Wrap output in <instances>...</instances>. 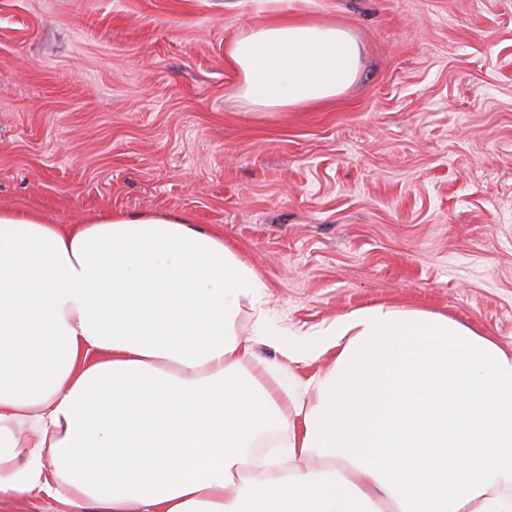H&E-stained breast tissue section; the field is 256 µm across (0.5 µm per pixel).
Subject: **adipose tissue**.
Here are the masks:
<instances>
[{
    "label": "adipose tissue",
    "instance_id": "obj_1",
    "mask_svg": "<svg viewBox=\"0 0 512 512\" xmlns=\"http://www.w3.org/2000/svg\"><path fill=\"white\" fill-rule=\"evenodd\" d=\"M228 50L261 109L335 98L360 46L311 0ZM267 285L175 214L48 224L0 209V504L67 512H512V351L446 315L376 305L297 364L334 353L309 403L266 381ZM254 335L236 336L242 305ZM278 447L257 477L247 449ZM324 458L309 468L311 454Z\"/></svg>",
    "mask_w": 512,
    "mask_h": 512
}]
</instances>
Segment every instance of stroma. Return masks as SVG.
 Masks as SVG:
<instances>
[{
	"instance_id": "obj_1",
	"label": "stroma",
	"mask_w": 512,
	"mask_h": 512,
	"mask_svg": "<svg viewBox=\"0 0 512 512\" xmlns=\"http://www.w3.org/2000/svg\"><path fill=\"white\" fill-rule=\"evenodd\" d=\"M362 49L336 98L261 110L230 43L259 0H0V208L222 234L283 332L373 305L512 350V0H314Z\"/></svg>"
}]
</instances>
